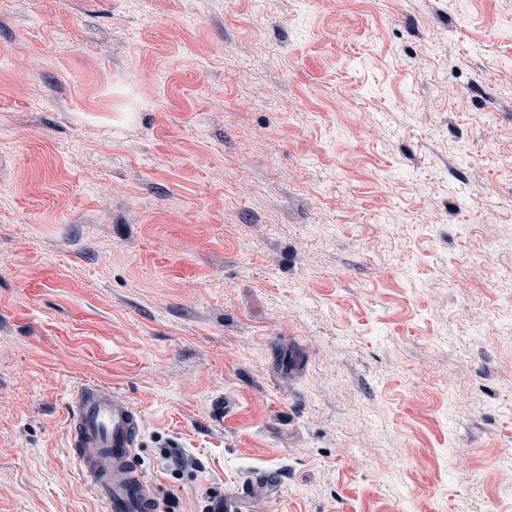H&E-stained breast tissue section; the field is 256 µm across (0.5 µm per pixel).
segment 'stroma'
<instances>
[{"label": "stroma", "instance_id": "obj_1", "mask_svg": "<svg viewBox=\"0 0 512 512\" xmlns=\"http://www.w3.org/2000/svg\"><path fill=\"white\" fill-rule=\"evenodd\" d=\"M512 512V0H0V512ZM69 447L108 512H157L156 491L137 461L140 418L124 394L80 386L71 398Z\"/></svg>", "mask_w": 512, "mask_h": 512}]
</instances>
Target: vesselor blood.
I'll return each mask as SVG.
<instances>
[{
	"instance_id": "1",
	"label": "vessel or blood",
	"mask_w": 512,
	"mask_h": 512,
	"mask_svg": "<svg viewBox=\"0 0 512 512\" xmlns=\"http://www.w3.org/2000/svg\"><path fill=\"white\" fill-rule=\"evenodd\" d=\"M68 442L107 512H158L137 461L140 418L124 394L95 385L71 398Z\"/></svg>"
}]
</instances>
